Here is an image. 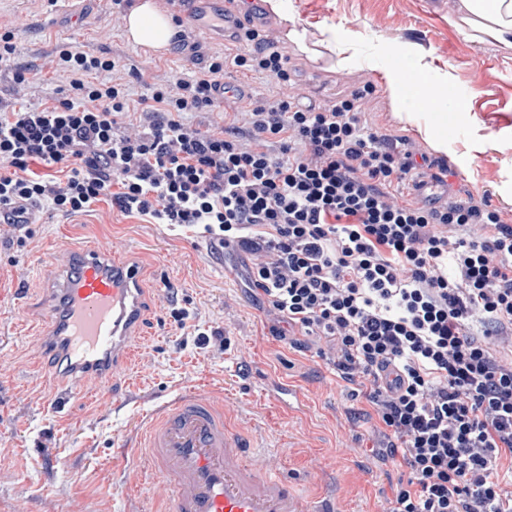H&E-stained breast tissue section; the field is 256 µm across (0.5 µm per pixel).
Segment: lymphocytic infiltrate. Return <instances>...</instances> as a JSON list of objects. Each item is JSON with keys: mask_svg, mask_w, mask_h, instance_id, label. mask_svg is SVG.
I'll return each mask as SVG.
<instances>
[{"mask_svg": "<svg viewBox=\"0 0 512 512\" xmlns=\"http://www.w3.org/2000/svg\"><path fill=\"white\" fill-rule=\"evenodd\" d=\"M240 39L248 52L156 84L132 122L116 61L60 51L66 97L0 112V222L108 197L249 249L263 307L365 386L387 453L407 464L381 512H512V221L471 200L399 202L409 144L374 131L356 96L253 103L217 134L187 124L229 107L218 95L228 68L289 82L274 42L255 28ZM33 160L72 167L58 181L29 175Z\"/></svg>", "mask_w": 512, "mask_h": 512, "instance_id": "obj_1", "label": "lymphocytic infiltrate"}]
</instances>
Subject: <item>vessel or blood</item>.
<instances>
[{"label": "vessel or blood", "mask_w": 512, "mask_h": 512, "mask_svg": "<svg viewBox=\"0 0 512 512\" xmlns=\"http://www.w3.org/2000/svg\"><path fill=\"white\" fill-rule=\"evenodd\" d=\"M183 18L189 27L209 30L217 24L229 34L244 21L232 0L219 19L210 0H189ZM65 270L63 308L44 342L43 358L61 375L106 378L116 359L135 356L125 338L142 319L143 275L127 261L107 262L86 249ZM145 446L148 469L169 482L171 512H344L335 493L313 496L279 473L256 468L226 412L194 393L154 410Z\"/></svg>", "instance_id": "vessel-or-blood-1"}]
</instances>
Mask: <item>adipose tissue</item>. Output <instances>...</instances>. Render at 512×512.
<instances>
[{"instance_id":"obj_1","label":"adipose tissue","mask_w":512,"mask_h":512,"mask_svg":"<svg viewBox=\"0 0 512 512\" xmlns=\"http://www.w3.org/2000/svg\"><path fill=\"white\" fill-rule=\"evenodd\" d=\"M454 25L479 40L512 41V0H461ZM129 41L155 50L166 48L174 35L170 18L152 0H141L126 19Z\"/></svg>"}]
</instances>
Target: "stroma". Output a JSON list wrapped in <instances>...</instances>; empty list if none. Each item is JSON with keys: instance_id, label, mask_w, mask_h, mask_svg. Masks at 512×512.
<instances>
[{"instance_id": "1", "label": "stroma", "mask_w": 512, "mask_h": 512, "mask_svg": "<svg viewBox=\"0 0 512 512\" xmlns=\"http://www.w3.org/2000/svg\"><path fill=\"white\" fill-rule=\"evenodd\" d=\"M459 2L286 0L309 35L323 25L346 30L359 49L355 64L332 67L329 55L309 57L280 38L294 86L270 73L242 77L232 70L225 79L245 78L249 101L291 92L318 105L365 92L369 124L418 151L397 188L400 201L415 200V184L437 177L449 198L512 211V43H480L450 25ZM0 23L13 30L15 46L10 65L0 69V100L13 102L63 98L55 60L68 47L124 65L137 101L150 95L151 84L190 78L209 56L236 46L217 30L195 32L189 51L132 44L112 0H0ZM398 63L422 68L444 85L439 100L457 102L441 130L447 149L435 150L395 117L383 77ZM17 70L26 83L15 82ZM72 248L133 256L154 309L134 364L120 365L105 381L69 378L79 400L63 417L51 405L62 384L39 371L41 327L25 305L46 297L42 262ZM249 263L245 249L224 252L108 200L73 215L43 207L23 226L0 223V512H170L162 480L146 470L142 428L158 404L189 390L228 404L251 427L254 444L286 445L280 465L290 481H308L314 494L336 485L347 512H380L407 478L406 465L398 457L377 461L371 407L327 367L315 337H302L296 349L273 336L275 321L250 290ZM175 309L184 312V326L174 322ZM198 330L217 338L197 345ZM284 385L298 400L279 398Z\"/></svg>"}]
</instances>
